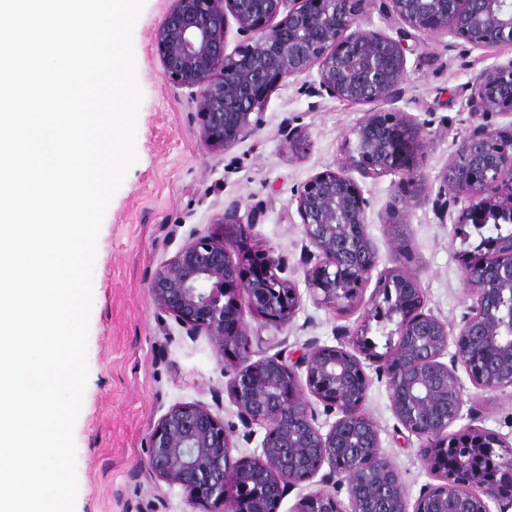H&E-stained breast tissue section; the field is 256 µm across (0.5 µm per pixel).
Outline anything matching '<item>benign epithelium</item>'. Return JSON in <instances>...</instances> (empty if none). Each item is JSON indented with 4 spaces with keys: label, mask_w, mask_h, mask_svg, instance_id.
Returning a JSON list of instances; mask_svg holds the SVG:
<instances>
[{
    "label": "benign epithelium",
    "mask_w": 512,
    "mask_h": 512,
    "mask_svg": "<svg viewBox=\"0 0 512 512\" xmlns=\"http://www.w3.org/2000/svg\"><path fill=\"white\" fill-rule=\"evenodd\" d=\"M367 2L171 0L154 31L164 78L195 90L199 134L214 150L256 135L270 94L313 70L317 80L302 86L306 95L369 106L336 167L302 182L290 200L301 220L309 296L339 317L361 313L356 327H337L336 344L310 342L295 359L277 337L250 330L246 314L279 330L302 302L285 277L286 257L249 244L263 215L256 207L225 208L207 233L191 232L150 281L158 314L213 345L242 437L265 430L260 448L235 457L236 426L208 407L176 403L159 418L139 468L179 486L194 512H279L287 493L315 481L320 489L292 512H512L499 484L468 467L481 450L512 481V441L477 425L459 375L485 393L512 388V132L492 122L504 118L512 127V58L469 83L467 106L482 122L455 137L434 195L418 163L431 134L398 106L408 91L405 37L450 35L468 50L511 45L512 0H383L386 19L398 25L395 37L366 27ZM230 17L241 40L229 52ZM285 137L297 151L305 132L289 124ZM391 172L400 178L385 220L392 249L383 259L367 231L371 203L356 176ZM426 204L467 245L456 260L471 304L454 325L425 310L402 262L401 216ZM230 242L238 245L235 261ZM373 321L386 336L381 354L367 337ZM265 347L278 351L253 359ZM371 371L385 381L392 413L418 440L432 476L414 499L364 411ZM321 413L335 417L325 432ZM437 448L453 451L457 473L437 461Z\"/></svg>",
    "instance_id": "1"
}]
</instances>
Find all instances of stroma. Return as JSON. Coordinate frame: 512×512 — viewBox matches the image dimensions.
Instances as JSON below:
<instances>
[{
	"label": "stroma",
	"instance_id": "1",
	"mask_svg": "<svg viewBox=\"0 0 512 512\" xmlns=\"http://www.w3.org/2000/svg\"><path fill=\"white\" fill-rule=\"evenodd\" d=\"M171 0H145L133 31L138 83L143 91L136 127L137 160L112 198L98 236L93 273L87 361L89 377L74 427L78 493L75 512H191L180 487L138 472L149 433L176 403H199L237 424L236 407L224 390L223 368L207 336H189L168 316L158 315L148 295L156 269L171 259L189 230L206 232L231 203L264 211L252 239L288 257L286 275L303 285L302 226L289 200L294 189L316 173L335 168L345 138L364 108L301 90L289 78L268 98L255 136L226 151L207 147L198 133L193 93L168 83L153 32ZM449 36L421 40L407 57L409 91L401 108L431 131L420 161L429 185L454 150L453 134L474 122L466 106L467 85L484 68L512 59V45L470 51L453 47ZM303 127L308 146L295 156L282 136L285 123ZM397 177L365 178L372 201L367 230L380 255L390 241L385 224ZM404 263L414 273L427 310L459 322L469 303L455 260L460 241L440 223L431 206L405 218ZM358 315L340 319L303 297L295 317L279 330L287 352L313 339L331 345L339 325L356 326ZM484 428L512 435V390L472 391ZM365 411L380 430L381 452L400 472L410 496L430 476L417 442L406 441L383 381L373 380Z\"/></svg>",
	"mask_w": 512,
	"mask_h": 512
}]
</instances>
